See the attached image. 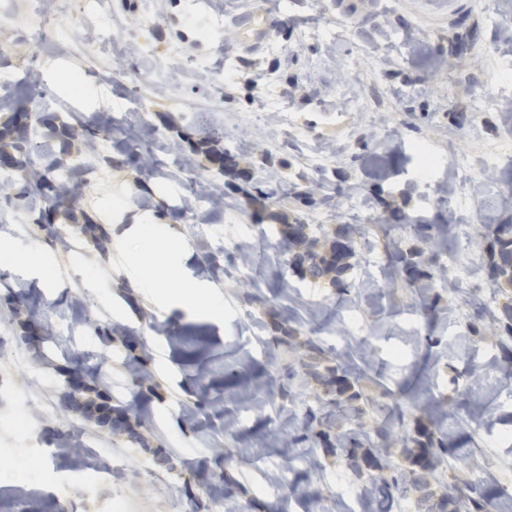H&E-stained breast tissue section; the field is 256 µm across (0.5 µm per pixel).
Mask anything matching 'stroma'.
<instances>
[{
	"label": "stroma",
	"instance_id": "stroma-1",
	"mask_svg": "<svg viewBox=\"0 0 512 512\" xmlns=\"http://www.w3.org/2000/svg\"><path fill=\"white\" fill-rule=\"evenodd\" d=\"M336 2L104 0L112 28L90 42L68 27L41 42L0 17V61L18 73L0 86V122L20 101L123 117L76 202L105 244L65 246L25 180L0 189V247L38 246L55 268L46 287L34 267H0V512H113L117 499L126 512H427L419 492L384 502L325 454L315 434L340 424L428 428L450 445L454 496L477 484L489 512H512V368L481 235L512 222V0H465L453 18L420 0H350L347 16ZM247 10L268 30L256 49L240 38ZM213 17L222 26L200 38ZM105 60L118 68L102 84L91 71ZM205 138L248 176L195 215L177 185L219 179L194 148ZM298 218L321 242L361 227L346 289L293 273L275 229ZM418 219L442 226L424 247L444 267L427 308L386 262ZM147 221L181 242L186 278L223 294L224 317L158 310L133 287L121 245ZM62 319L81 325L76 341L57 339ZM309 339L360 372L366 413L328 405L305 373ZM75 376L119 399L131 430L66 407ZM79 429L97 441L84 457L67 447Z\"/></svg>",
	"mask_w": 512,
	"mask_h": 512
}]
</instances>
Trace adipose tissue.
<instances>
[{
	"label": "adipose tissue",
	"instance_id": "adipose-tissue-1",
	"mask_svg": "<svg viewBox=\"0 0 512 512\" xmlns=\"http://www.w3.org/2000/svg\"><path fill=\"white\" fill-rule=\"evenodd\" d=\"M165 249L169 261L162 277L145 272V260L158 249ZM183 246L173 239L166 225L147 223L136 236V247L128 255L129 276L143 291L152 294L159 306L180 305L212 317H223L224 297L209 287L183 279L178 259Z\"/></svg>",
	"mask_w": 512,
	"mask_h": 512
}]
</instances>
